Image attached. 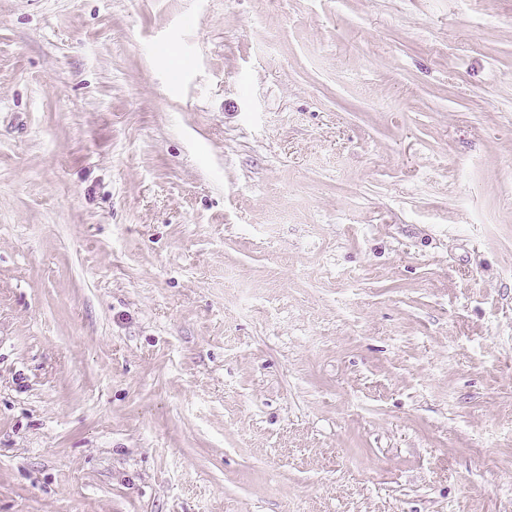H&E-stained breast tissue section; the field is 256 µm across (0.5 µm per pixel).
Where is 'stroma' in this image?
Listing matches in <instances>:
<instances>
[{
	"instance_id": "obj_1",
	"label": "stroma",
	"mask_w": 512,
	"mask_h": 512,
	"mask_svg": "<svg viewBox=\"0 0 512 512\" xmlns=\"http://www.w3.org/2000/svg\"><path fill=\"white\" fill-rule=\"evenodd\" d=\"M0 512H512V0H0Z\"/></svg>"
}]
</instances>
